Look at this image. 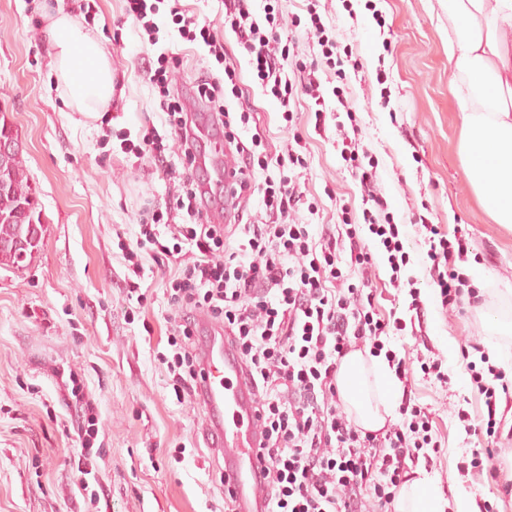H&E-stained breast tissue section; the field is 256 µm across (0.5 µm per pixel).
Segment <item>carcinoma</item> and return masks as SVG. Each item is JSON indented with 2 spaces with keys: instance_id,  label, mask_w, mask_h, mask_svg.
<instances>
[{
  "instance_id": "obj_1",
  "label": "carcinoma",
  "mask_w": 512,
  "mask_h": 512,
  "mask_svg": "<svg viewBox=\"0 0 512 512\" xmlns=\"http://www.w3.org/2000/svg\"><path fill=\"white\" fill-rule=\"evenodd\" d=\"M0 182L9 187L0 193V245L13 241L32 222L35 223L34 232L44 233V224L36 216L37 201L28 182L20 149H15L7 158L0 157Z\"/></svg>"
}]
</instances>
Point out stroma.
<instances>
[{"label":"stroma","instance_id":"obj_1","mask_svg":"<svg viewBox=\"0 0 512 512\" xmlns=\"http://www.w3.org/2000/svg\"><path fill=\"white\" fill-rule=\"evenodd\" d=\"M42 0H0V111L17 130L28 181L35 193L43 241L24 267L0 266V512H87L68 464L81 448L78 420L63 403L70 373H77L97 418L101 450L98 479L111 512H224L220 482L224 461L210 448L206 415L194 400L177 399L158 359L167 351L175 308L165 291L167 272L150 254L140 286L145 307L128 300L121 244H135L148 203L165 204L178 181L150 159L120 148L124 133L147 127L168 133L146 70L161 45H174L181 63L174 84L184 96L204 71L197 45L181 40L168 11L157 17L159 44L125 15V0H97L89 26L107 38L122 94L103 119L75 124L48 66ZM319 0L326 25L352 49L360 70L348 76L362 138L379 161L380 186L397 223L424 215L448 233L461 231L479 266L490 271L482 305L443 309L424 285L426 338L391 337L411 360L419 402L434 412L442 452L429 475L445 499L467 497L512 512V446L495 452L500 477L461 476L457 465L478 447L456 414L473 398L461 349L483 343L504 300L512 301V229L492 223L472 193L458 156L459 115L449 94L448 19L436 0ZM307 0H278L290 54L311 62L318 53L304 28L291 20ZM381 13L384 25L373 15ZM240 64L255 122L270 156L292 133L280 106L255 85L240 48L228 44ZM388 75V107L364 96L362 82L377 69ZM309 170L305 191L320 210L314 224L339 223L342 205L361 210L357 181L331 141L312 127L301 130ZM433 347L450 379L449 389L423 381L414 358Z\"/></svg>","mask_w":512,"mask_h":512}]
</instances>
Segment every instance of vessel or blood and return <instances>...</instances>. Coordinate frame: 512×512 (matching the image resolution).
I'll return each mask as SVG.
<instances>
[{
    "label": "vessel or blood",
    "instance_id": "1",
    "mask_svg": "<svg viewBox=\"0 0 512 512\" xmlns=\"http://www.w3.org/2000/svg\"><path fill=\"white\" fill-rule=\"evenodd\" d=\"M197 144L198 163L208 164L224 185H231L235 180L234 163L223 151L221 127L200 120ZM199 353L204 370L201 405L207 431L224 457V475L235 495L237 512H268L269 490L252 476L258 465L263 427L254 410L252 389L241 361L222 330L213 326Z\"/></svg>",
    "mask_w": 512,
    "mask_h": 512
}]
</instances>
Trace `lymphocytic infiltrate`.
<instances>
[{
	"label": "lymphocytic infiltrate",
	"instance_id": "1",
	"mask_svg": "<svg viewBox=\"0 0 512 512\" xmlns=\"http://www.w3.org/2000/svg\"><path fill=\"white\" fill-rule=\"evenodd\" d=\"M250 0H224V31L199 24L178 6L169 7L180 38L203 51L205 71L193 87L200 111L215 115L226 146L237 157L238 180L233 199L256 197V210L234 208L229 224L210 223L204 215L207 196L191 150L193 124L186 105L172 86L180 64L177 53L162 48L148 80L171 129L162 137L149 128L137 138H123L121 149L148 157L166 174H178L180 192L172 205L148 210L141 221L135 248L123 256L133 274L128 295L140 291L144 268L139 249L148 247L158 264L176 262L170 279V301L178 312L170 320L169 352L159 359L167 368L175 394L198 397L199 316L221 324L228 343L243 361L254 389L256 410L263 422L265 465L259 473L269 488L272 512H367L374 502L379 512L392 503L413 468L433 465L442 444L433 428V413L408 388L406 360L388 344L389 337L425 325V306L415 278H403L410 253L403 227L397 224L379 186L378 159L362 143L356 111L342 86L346 58L338 37L324 25L314 6H307L305 32L319 48L311 63L290 62L274 8L256 17ZM234 37L248 57L253 79L264 95L275 98L281 119L293 130L281 154L269 157L262 138L242 139L254 116L241 87L235 60L227 55L224 35ZM330 72L339 84L330 93L337 111L346 115L335 123L333 145L361 188L362 213L342 207L339 223L321 227L303 223L301 210L316 214L301 187L309 161L304 138L296 130L299 113L289 108L296 94L314 102V130L326 131V104L321 76ZM417 240L427 249L429 284L442 306H478V288L460 273L469 245L461 235H448L426 217L411 220ZM387 255L388 287L407 288L409 318L383 314L375 304L370 271L372 252ZM384 357L404 383L399 424L367 432L349 420L336 378L343 358L355 350ZM471 382L481 403L479 414L459 409L466 432L482 434L485 449L460 462L461 475L498 479L491 466L497 444L512 415V387L495 366L480 369L467 362ZM67 402L78 410L84 425L78 431L81 451L73 469L92 505H100L104 489L90 484L98 470L92 452L98 434L84 386L71 376Z\"/></svg>",
	"mask_w": 512,
	"mask_h": 512
}]
</instances>
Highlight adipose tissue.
<instances>
[{
	"label": "adipose tissue",
	"instance_id": "adipose-tissue-1",
	"mask_svg": "<svg viewBox=\"0 0 512 512\" xmlns=\"http://www.w3.org/2000/svg\"><path fill=\"white\" fill-rule=\"evenodd\" d=\"M448 19L450 91L461 114L458 153L467 181L492 223L512 227V0H437ZM49 67L62 99L82 119L109 111L115 95L112 52L100 35L65 11L45 12ZM383 396L371 402L367 371ZM337 383L355 425L375 431L392 419L397 400L391 371L361 351L343 358ZM427 473L404 484L396 512H445Z\"/></svg>",
	"mask_w": 512,
	"mask_h": 512
}]
</instances>
